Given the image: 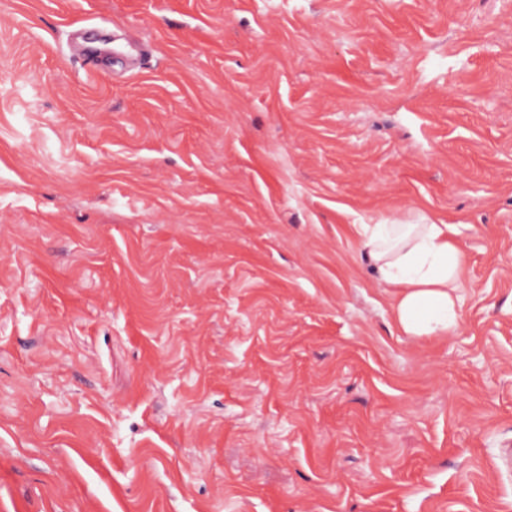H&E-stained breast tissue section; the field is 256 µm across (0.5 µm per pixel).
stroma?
<instances>
[{
  "mask_svg": "<svg viewBox=\"0 0 512 512\" xmlns=\"http://www.w3.org/2000/svg\"><path fill=\"white\" fill-rule=\"evenodd\" d=\"M423 216L448 336L355 230ZM511 453L512 0H0V512H512ZM360 249L378 281L393 289L394 320L408 336H448L459 324L454 290L463 256L452 225L359 224Z\"/></svg>",
  "mask_w": 512,
  "mask_h": 512,
  "instance_id": "stroma-1",
  "label": "stroma"
}]
</instances>
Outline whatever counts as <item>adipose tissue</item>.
<instances>
[{
	"label": "adipose tissue",
	"instance_id": "obj_1",
	"mask_svg": "<svg viewBox=\"0 0 512 512\" xmlns=\"http://www.w3.org/2000/svg\"><path fill=\"white\" fill-rule=\"evenodd\" d=\"M357 231L378 281L393 290L399 329L413 337L453 333L459 324L454 290L463 256L451 225L361 224Z\"/></svg>",
	"mask_w": 512,
	"mask_h": 512
}]
</instances>
